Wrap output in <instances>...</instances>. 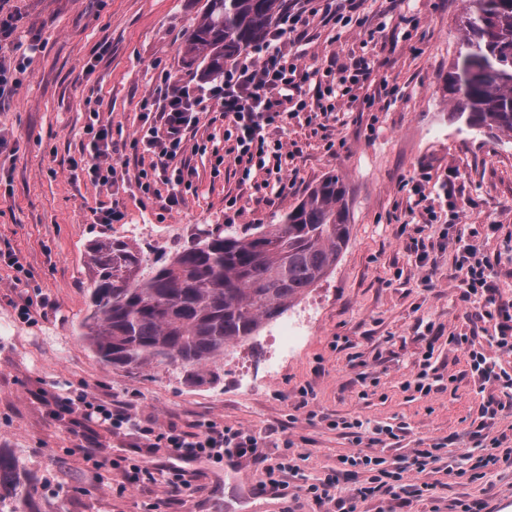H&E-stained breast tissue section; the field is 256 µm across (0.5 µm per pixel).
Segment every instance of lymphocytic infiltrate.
<instances>
[{
  "label": "lymphocytic infiltrate",
  "mask_w": 512,
  "mask_h": 512,
  "mask_svg": "<svg viewBox=\"0 0 512 512\" xmlns=\"http://www.w3.org/2000/svg\"><path fill=\"white\" fill-rule=\"evenodd\" d=\"M358 0H324L316 6L315 0H290L278 22L271 30L259 57L244 56L234 61L224 72L223 83L210 88L195 87L174 80L170 72H160L153 89L144 97L142 107L153 119L146 130L133 138V145L151 157L153 180L143 183V191H150L152 184L165 186L166 209L178 208L183 198L181 187L192 185L197 175L195 167L182 161L190 135L196 134L200 124L209 121L211 114H219L226 127V135L235 140L227 153L236 167L244 172L274 167L282 171L288 160L281 141H270V129L285 128L289 120L306 111L308 102L302 90L303 83L314 85L315 98L319 100L321 115L334 112V105L327 99L332 95L346 96L370 82L373 67L364 56L353 58L350 63H330V70L339 74L336 85H323L312 73L302 71L295 57L282 49L283 43L307 41L315 18L326 22L344 20L347 13L356 11ZM21 14L15 10L0 9V101L11 98L20 87L22 74L31 64L30 57L6 60L3 51L13 44ZM89 137L76 165L94 184L111 188L117 184V170L112 163L114 154L123 151L122 143L114 141L112 130L106 126L87 124ZM437 184L450 206H457L464 199L463 175L460 170H450L441 180H434L430 167H420L416 176L408 179L409 207H418L425 201L428 184ZM459 278L460 299H484L483 309L475 315L476 321L488 324L496 343L503 352L512 353V301H502L496 293L493 280L494 267L488 256L482 255L476 245L466 244L457 248L453 260ZM448 341L463 348L468 357L475 385L500 389V396L488 397L480 407L479 422L470 434L476 440L478 451L471 458L472 477L482 476L484 469L499 461L512 459V436L499 434L487 437L498 415L505 408H512V375L497 371L495 362L475 351L474 340L469 336H449ZM52 414L56 420L82 429V451L87 459L99 457L92 431L88 424L100 421L114 427L132 424L129 406L112 402H93L84 393H70L57 397ZM140 432L148 437L150 452H161L182 460L206 458L216 462L224 458H249L261 467L265 478L260 491L276 490L285 486L287 478L299 477L300 467L295 458L283 456L271 461L262 448V439L255 434L221 427L210 423L188 431L177 425L155 430L141 426ZM446 445L435 442L415 450L411 457H400L394 469L384 468L383 457L364 452L339 456L338 469L326 474L318 482L304 485L308 499L316 506L333 505L335 512H358L359 507L378 496L396 499L422 497L429 490L428 484H409L408 472L422 473L442 462ZM350 481L347 496L339 497L335 489L340 480Z\"/></svg>",
  "instance_id": "1"
}]
</instances>
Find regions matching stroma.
Wrapping results in <instances>:
<instances>
[{"mask_svg":"<svg viewBox=\"0 0 512 512\" xmlns=\"http://www.w3.org/2000/svg\"><path fill=\"white\" fill-rule=\"evenodd\" d=\"M11 3L23 15L15 44L24 50L35 39L39 47L17 93L0 104V135L17 147L0 155L10 178L0 185V249L15 251L32 273L19 284L14 269L0 264V451L27 472L34 512L314 510L311 501L289 493L256 494L261 471L246 458L181 462L200 485L197 493L162 480L127 484L110 458L125 455L151 469L167 464V456L149 452L137 429L103 425L94 434L107 461L86 460L81 436L51 417L54 397L75 389L129 403L142 424L159 429L213 421L263 434L269 457L300 454L312 482L337 468L339 456L369 447L333 421L398 426V443L382 451L387 461L446 440L454 472L409 474L410 482L432 483L431 496L403 506L385 496L365 504L364 512H452L460 500L481 502L483 512H512V465L498 464L478 479L464 473L482 397L466 354L448 342L452 334L474 336L478 351L512 372V354L502 353L473 320L482 299L461 303L454 278L456 239L478 225L475 243L494 264L498 294L512 300V137L452 122L444 91L461 49L465 0H403L387 20L384 0H361L358 21L315 25L313 40L295 46L309 69L369 56L375 81L334 99L335 118L326 126L303 117L289 121L281 139L293 156L281 196L264 188V172L246 178L236 170L219 121L188 142L185 157L198 175L178 210L140 190V164L114 159L123 218L112 224L96 223L94 211L114 197L70 160L88 141L91 112L111 126L113 139L129 142L144 125L142 99L153 75L168 70L199 83L200 69L187 65L181 45L204 0ZM421 165L441 175L460 169L469 205L452 212L433 191V223L409 214L403 184ZM330 174L350 190L349 240L329 274L290 306L310 330L286 356L268 336L278 326L274 320L234 345L237 359L218 360L217 379L202 385L187 382L178 364L128 372L90 349L81 324L94 240L130 239L150 260L171 255L210 224L241 235L279 223ZM230 194L237 198L231 208ZM133 224L143 230L131 238ZM28 299L47 301L46 313L20 320L14 306ZM421 373L430 394L410 386ZM303 387L313 397L301 408Z\"/></svg>","mask_w":512,"mask_h":512,"instance_id":"1","label":"stroma"}]
</instances>
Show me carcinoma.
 <instances>
[{"label": "carcinoma", "instance_id": "1", "mask_svg": "<svg viewBox=\"0 0 512 512\" xmlns=\"http://www.w3.org/2000/svg\"><path fill=\"white\" fill-rule=\"evenodd\" d=\"M470 4L445 85L449 118L491 137L512 136V0ZM282 7L283 0H206L183 55L207 59L202 79L222 71L224 60L266 37ZM348 197L343 180L330 174L280 223L248 236H226L216 224L148 270L144 252L128 242L94 241L91 313L82 336L114 367L167 360L188 367L189 381H204L224 347L250 340L261 321L279 317L336 265L349 240ZM0 481L13 490L9 512H25L32 488L11 455L0 453Z\"/></svg>", "mask_w": 512, "mask_h": 512}]
</instances>
